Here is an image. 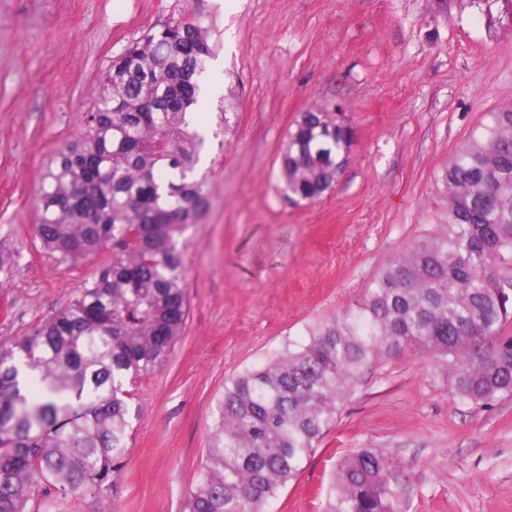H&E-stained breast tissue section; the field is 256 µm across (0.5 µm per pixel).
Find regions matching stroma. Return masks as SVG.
Returning a JSON list of instances; mask_svg holds the SVG:
<instances>
[{
    "label": "stroma",
    "mask_w": 512,
    "mask_h": 512,
    "mask_svg": "<svg viewBox=\"0 0 512 512\" xmlns=\"http://www.w3.org/2000/svg\"><path fill=\"white\" fill-rule=\"evenodd\" d=\"M183 0H0V343L67 307L101 254L56 266L32 231L56 150L84 128L112 56ZM215 56L209 118L233 94L231 131L197 165L208 204L186 233L188 317L166 364L134 389L136 440L116 512H184L232 375L361 303L380 270L440 232L441 169L485 113L512 104V15L464 0H204ZM353 129L335 187L288 200L280 154L302 112ZM392 456L409 512H512V396L454 400L435 363L381 353L302 472L266 512H324L337 458Z\"/></svg>",
    "instance_id": "35a3bbf8"
}]
</instances>
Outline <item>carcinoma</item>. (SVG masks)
Here are the masks:
<instances>
[{
  "instance_id": "obj_1",
  "label": "carcinoma",
  "mask_w": 512,
  "mask_h": 512,
  "mask_svg": "<svg viewBox=\"0 0 512 512\" xmlns=\"http://www.w3.org/2000/svg\"><path fill=\"white\" fill-rule=\"evenodd\" d=\"M209 32L182 16L145 29L106 68L85 131L57 151L34 231L57 265L112 253L73 302L0 343V512L58 499L114 512L129 459L127 386L166 363L188 316L182 238L207 204L196 175ZM153 99L154 112L143 102ZM351 130L300 115L281 155L284 192L313 202L336 183ZM444 232L377 275L362 303L224 381L186 512H265L296 478L339 405L382 351L443 365L452 396H512V106L484 114L442 170ZM387 454L336 464L328 512H407Z\"/></svg>"
}]
</instances>
